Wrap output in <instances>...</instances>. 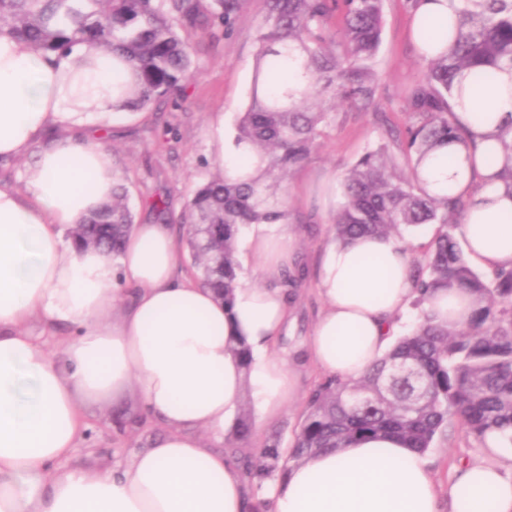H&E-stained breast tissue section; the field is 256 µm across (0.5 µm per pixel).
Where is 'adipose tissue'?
Here are the masks:
<instances>
[{"mask_svg":"<svg viewBox=\"0 0 512 512\" xmlns=\"http://www.w3.org/2000/svg\"><path fill=\"white\" fill-rule=\"evenodd\" d=\"M129 68L111 52L76 45L46 54L0 33V156H31L21 187L0 186V512H512V446L486 435L485 462L439 479L433 459L395 438L355 442L288 463L284 476L251 492L223 443L244 399L259 421L276 418L296 389L276 352L288 328L283 289L240 279L232 310L179 268L170 225H133L119 257L76 251L64 235L112 195L117 172L107 145L62 138L38 147L51 126H107ZM455 118L470 149H437L420 166L430 194L471 205L455 229L486 274L512 267V191L498 176L512 162L500 128L512 120V75L465 91ZM216 165L229 177L256 172L245 144L227 146L224 126L208 128ZM287 233L254 227L248 247L272 271L288 262ZM412 253L395 238L332 243L316 272L324 303L308 356L326 376H362L399 337L398 318L415 292ZM117 319H110L114 306ZM438 321L464 324L472 302L454 289L425 305ZM73 327L52 355L23 329L31 318ZM251 351L249 366L233 354ZM138 383L143 412L164 427L151 446L112 472L70 460L86 423L85 399H107Z\"/></svg>","mask_w":512,"mask_h":512,"instance_id":"adipose-tissue-1","label":"adipose tissue"}]
</instances>
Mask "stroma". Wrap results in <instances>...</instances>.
<instances>
[{
	"mask_svg": "<svg viewBox=\"0 0 512 512\" xmlns=\"http://www.w3.org/2000/svg\"><path fill=\"white\" fill-rule=\"evenodd\" d=\"M262 0H248L230 32L216 45L201 42L194 56V75L183 95L153 104L149 109L119 116L111 125L83 129V137L102 140L120 169L126 170L129 207L136 223L156 218L154 205L166 200L178 215L199 185L218 172L208 147L207 127L216 115L224 117L226 141H234L241 112L249 103L253 77L255 32ZM426 68L411 37V13L404 0H385L382 43L375 60L379 75L377 112L338 110L336 121L309 159L292 171L283 184L288 204V231L293 262L309 275L289 305V329L276 350L296 375L297 391L271 426L254 423L246 446L258 451L269 438L290 447L309 394L324 380L323 373L303 355L323 308L313 274L325 247L334 242L332 218L342 195L332 194L335 178L367 150L386 143L379 113L396 123L404 121V91ZM80 410L87 430L73 462L92 472H108L148 447L163 429L146 419L137 388L105 401H83ZM429 453L442 461L440 477L456 467L483 461L481 445L459 429L436 440Z\"/></svg>",
	"mask_w": 512,
	"mask_h": 512,
	"instance_id": "35a3bbf8",
	"label": "stroma"
}]
</instances>
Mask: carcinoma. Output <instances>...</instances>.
<instances>
[{
    "label": "carcinoma",
    "mask_w": 512,
    "mask_h": 512,
    "mask_svg": "<svg viewBox=\"0 0 512 512\" xmlns=\"http://www.w3.org/2000/svg\"><path fill=\"white\" fill-rule=\"evenodd\" d=\"M255 36L256 70L251 100L241 113L236 142L248 144L264 163L261 173L230 179L218 174L183 207L182 237L191 252L194 279L229 308L239 279L237 241L248 224H286L280 193L287 173L319 145L333 113L312 108L329 94L358 111L375 106L374 61L381 43L384 0H263ZM459 21L449 45L435 52L423 29L420 57L426 70L405 95L404 126L389 132L411 169L397 173L388 146L366 152L344 174L343 205L333 216L339 241L356 236L395 237L401 228L438 225L430 247L411 263L414 304L438 288L458 287L473 296L467 323L453 327L423 321L359 380L328 377L313 390L289 454L278 440L266 443L258 462L243 458L254 484L285 473L288 460L353 441L399 437L425 452L448 425L479 440L491 431L512 443V269L488 277L473 270L454 229L471 204L463 196L437 197L421 186L416 169L443 144L466 143L454 99L462 80L489 83L512 70V0H457ZM247 0H0V32L45 53L78 44L109 50L128 62L134 80L119 86L113 109L137 112L176 95L191 73L194 39L225 36ZM127 176L118 172L112 199L70 236L76 250L95 248L117 257L134 224ZM303 270L283 269L275 285L298 286Z\"/></svg>",
    "instance_id": "cac0c4a2"
}]
</instances>
